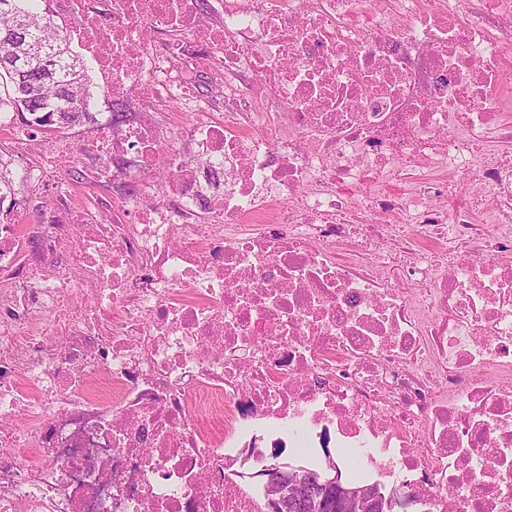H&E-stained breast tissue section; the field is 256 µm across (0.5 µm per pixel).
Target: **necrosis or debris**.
Here are the masks:
<instances>
[{"label":"necrosis or debris","instance_id":"necrosis-or-debris-1","mask_svg":"<svg viewBox=\"0 0 512 512\" xmlns=\"http://www.w3.org/2000/svg\"><path fill=\"white\" fill-rule=\"evenodd\" d=\"M47 14L137 114L80 133L112 199L61 133L48 223L0 224V512H266L243 466L324 448L512 512V0ZM96 164L97 159L94 153L85 149L83 143L78 141L73 145L72 152L64 163L63 176L68 182L77 186L79 191H82L84 194H87L92 198H112V184L109 181L94 186H87L85 184V171L90 167H94ZM70 169H76L81 173V180H79V183H74L70 180V176L68 175Z\"/></svg>","mask_w":512,"mask_h":512}]
</instances>
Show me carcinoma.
<instances>
[{
	"instance_id": "carcinoma-1",
	"label": "carcinoma",
	"mask_w": 512,
	"mask_h": 512,
	"mask_svg": "<svg viewBox=\"0 0 512 512\" xmlns=\"http://www.w3.org/2000/svg\"><path fill=\"white\" fill-rule=\"evenodd\" d=\"M39 0H0V39L15 35L9 48L0 46V113L12 112L28 127L46 136L81 124L94 105L87 65L70 48L69 39L39 9ZM23 176L0 152V212L3 200L16 203V186ZM338 478L336 499L359 488L328 464ZM290 478L313 483L326 480L322 470L284 469Z\"/></svg>"
}]
</instances>
